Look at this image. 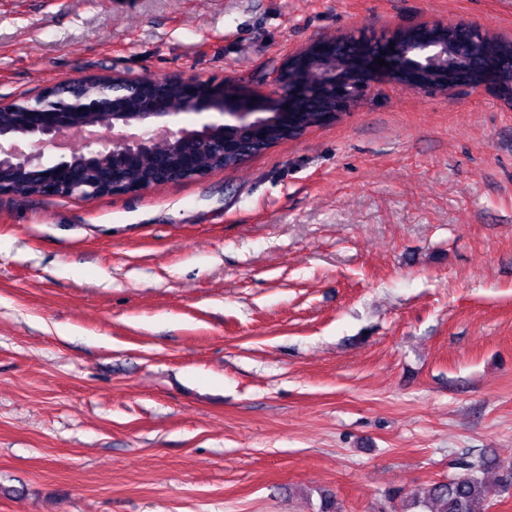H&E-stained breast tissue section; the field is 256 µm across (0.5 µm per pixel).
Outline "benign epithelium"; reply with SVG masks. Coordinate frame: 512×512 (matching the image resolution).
<instances>
[{
    "label": "benign epithelium",
    "instance_id": "7a95c632",
    "mask_svg": "<svg viewBox=\"0 0 512 512\" xmlns=\"http://www.w3.org/2000/svg\"><path fill=\"white\" fill-rule=\"evenodd\" d=\"M437 28L439 24L433 23L411 31L412 40L401 47L399 36L390 37L396 49L382 56L385 65L378 67L382 76L394 79L404 71L412 73L401 81L406 89L435 84L425 75L437 70L448 49L431 41V33ZM341 44L350 50L357 46L370 48L381 41L364 34H350L290 56L281 70L271 76V97L262 107L229 89L212 98L198 92L190 95L183 81L175 82L181 91V99L176 102L161 90L163 82L155 80L129 83L114 79L89 93L85 90L86 80L66 79L42 95L24 97L18 104L25 117L26 135L19 138L0 127V193L26 195L30 181L38 185L36 194L62 198L141 191L203 177L209 169L196 163V156L212 152L230 157L237 165L243 157L227 148L243 135L254 140L270 125L283 123L282 102H299L304 111L322 112L328 120L361 96L365 89L361 76L345 69L334 52ZM301 64L318 67L315 83L297 87L291 84L289 72ZM129 84L137 93L138 112L126 109L125 86ZM98 114L108 116V123L103 125L94 120L93 116ZM188 114H205L207 118L191 126L180 124V117ZM81 116L87 120L75 123ZM75 133L83 135L78 149L46 157V148L67 147L69 137ZM21 139L28 142L29 149L19 146ZM161 141H188L195 155L184 158L179 167L158 161L151 182L130 183L126 177L128 170L137 166L141 156L154 152L153 145Z\"/></svg>",
    "mask_w": 512,
    "mask_h": 512
}]
</instances>
